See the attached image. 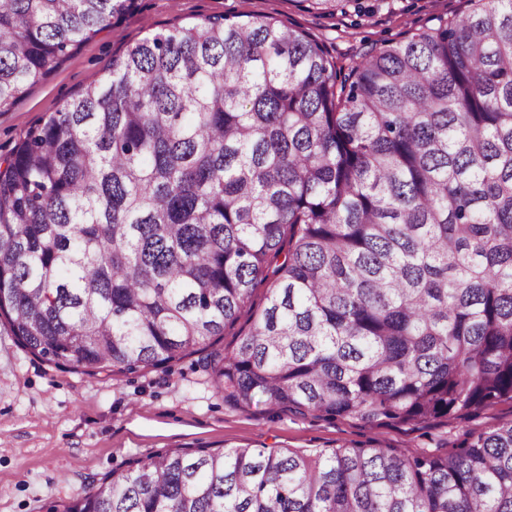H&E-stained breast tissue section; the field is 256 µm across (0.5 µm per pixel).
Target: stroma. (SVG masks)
I'll return each mask as SVG.
<instances>
[{
    "instance_id": "stroma-1",
    "label": "stroma",
    "mask_w": 512,
    "mask_h": 512,
    "mask_svg": "<svg viewBox=\"0 0 512 512\" xmlns=\"http://www.w3.org/2000/svg\"><path fill=\"white\" fill-rule=\"evenodd\" d=\"M468 8L467 0H395L393 9L357 17L320 14L307 0H133L123 17L0 112V158L98 79L113 55L162 28L221 14L270 16L309 31L330 53L356 60L371 42L402 40L432 16L451 19ZM511 419V401L475 418L451 417L415 429H371L351 418L295 417L261 407L242 410L214 389L201 354L163 371L88 375L34 358L0 329V512H47L104 474L176 448L316 450L353 442L436 454L458 447L468 431Z\"/></svg>"
}]
</instances>
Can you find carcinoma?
Segmentation results:
<instances>
[{
	"label": "carcinoma",
	"mask_w": 512,
	"mask_h": 512,
	"mask_svg": "<svg viewBox=\"0 0 512 512\" xmlns=\"http://www.w3.org/2000/svg\"><path fill=\"white\" fill-rule=\"evenodd\" d=\"M469 2L358 63L259 15L129 47L0 161V326L87 374L204 352L241 409L512 401V0ZM131 4L3 0L0 109ZM51 512H512V420L444 454L169 451Z\"/></svg>",
	"instance_id": "carcinoma-1"
}]
</instances>
